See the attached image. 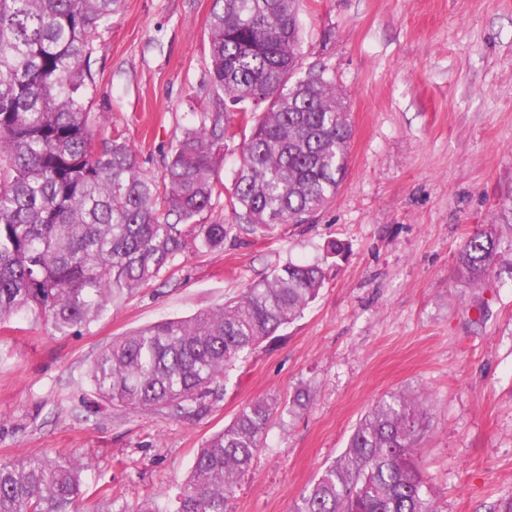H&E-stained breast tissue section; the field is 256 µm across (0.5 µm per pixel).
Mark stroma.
Masks as SVG:
<instances>
[{"mask_svg":"<svg viewBox=\"0 0 512 512\" xmlns=\"http://www.w3.org/2000/svg\"><path fill=\"white\" fill-rule=\"evenodd\" d=\"M213 0H122L92 56V112L161 177L170 143L212 112ZM300 72L323 71L353 128L335 199L306 224L233 229L188 249L153 286L78 336L0 325V458L81 457L117 504L176 492L201 444L245 405L276 400L232 512H289L381 397L429 403L420 467L443 512L512 496V0H302ZM501 248L476 284L457 255L477 231ZM344 243L326 258L325 245ZM288 262L325 283L300 317L233 370L193 420L94 397L112 340L221 305ZM304 410L289 414L297 390Z\"/></svg>","mask_w":512,"mask_h":512,"instance_id":"35a3bbf8","label":"stroma"}]
</instances>
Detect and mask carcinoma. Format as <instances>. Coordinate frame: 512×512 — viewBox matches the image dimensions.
I'll return each mask as SVG.
<instances>
[{
	"mask_svg": "<svg viewBox=\"0 0 512 512\" xmlns=\"http://www.w3.org/2000/svg\"><path fill=\"white\" fill-rule=\"evenodd\" d=\"M121 0H0V323L24 314L63 336L79 333L173 269L184 227L224 200L251 231L300 224L336 197L352 129L321 71L295 78L301 0H213L209 31L216 101L241 106L249 129L232 185L216 175L224 113L199 112L170 146L161 179L146 175L121 135L103 137L90 112L91 58ZM231 224H201L195 247L224 245ZM499 239L476 232L462 273L492 272ZM325 280L319 264L287 263L236 299L112 341L93 360L95 396L131 412L199 416L230 371L299 317ZM274 408L243 407L196 452L181 491L136 508L86 506L75 457L0 459V512H231ZM425 402H376L336 461L290 512H442L419 467Z\"/></svg>",
	"mask_w": 512,
	"mask_h": 512,
	"instance_id": "carcinoma-1",
	"label": "carcinoma"
}]
</instances>
